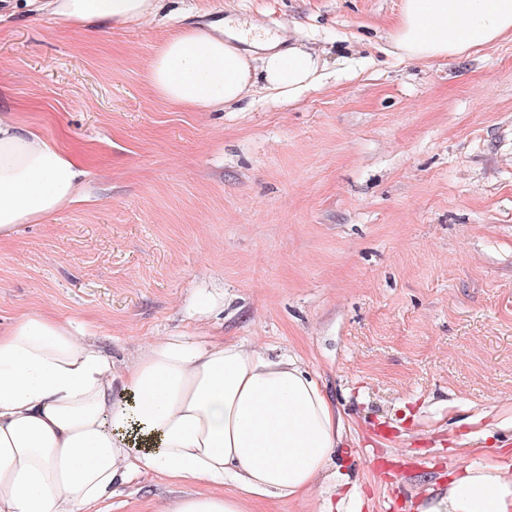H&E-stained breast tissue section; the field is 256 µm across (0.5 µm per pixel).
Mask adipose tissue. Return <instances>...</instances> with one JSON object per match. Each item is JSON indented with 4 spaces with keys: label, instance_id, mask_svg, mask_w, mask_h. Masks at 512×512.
Segmentation results:
<instances>
[{
    "label": "adipose tissue",
    "instance_id": "ef3b65f1",
    "mask_svg": "<svg viewBox=\"0 0 512 512\" xmlns=\"http://www.w3.org/2000/svg\"><path fill=\"white\" fill-rule=\"evenodd\" d=\"M87 30L156 14L159 0H23ZM512 34V0H403L392 35L410 59L458 56ZM261 48L252 67L239 44ZM316 62L277 50L269 33L187 29L147 65L163 100L195 110L240 102L255 75L291 92ZM85 174L78 155L14 113H0V243L72 203ZM344 420L297 360L242 342L183 332L157 339L122 370L73 320L44 311L0 329V512H87L147 469L171 484L207 482L163 512H248L257 500L316 498L317 512H360L338 461ZM420 512H512V469L475 463L449 475Z\"/></svg>",
    "mask_w": 512,
    "mask_h": 512
}]
</instances>
